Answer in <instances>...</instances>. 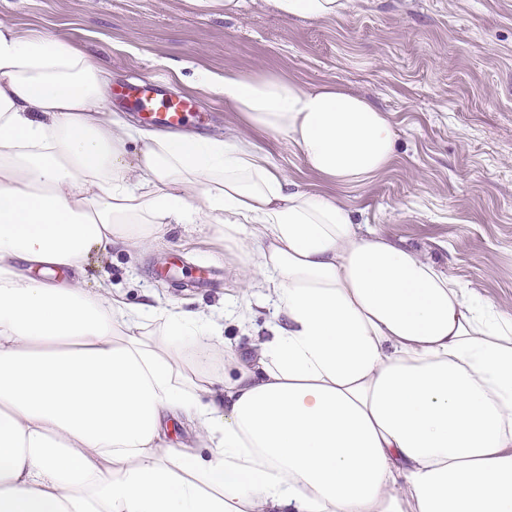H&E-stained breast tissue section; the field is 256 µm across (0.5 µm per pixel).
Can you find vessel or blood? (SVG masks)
I'll return each instance as SVG.
<instances>
[{"label":"vessel or blood","instance_id":"1","mask_svg":"<svg viewBox=\"0 0 512 512\" xmlns=\"http://www.w3.org/2000/svg\"><path fill=\"white\" fill-rule=\"evenodd\" d=\"M121 97L137 110L144 124L159 130H177L204 122L202 114L195 110L194 99L171 94L152 80L125 87Z\"/></svg>","mask_w":512,"mask_h":512}]
</instances>
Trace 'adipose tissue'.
Here are the masks:
<instances>
[{
  "instance_id": "adipose-tissue-1",
  "label": "adipose tissue",
  "mask_w": 512,
  "mask_h": 512,
  "mask_svg": "<svg viewBox=\"0 0 512 512\" xmlns=\"http://www.w3.org/2000/svg\"><path fill=\"white\" fill-rule=\"evenodd\" d=\"M111 80L68 39L0 22V512H512V313L291 186L252 140L137 128ZM195 84L333 185L396 154L386 113L339 87ZM169 224L223 226L242 304L276 296L272 338L247 359L225 346L223 378L182 354L220 340L206 313L81 280L92 253ZM170 417L207 454L165 446Z\"/></svg>"
}]
</instances>
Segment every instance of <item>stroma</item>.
<instances>
[{"label": "stroma", "instance_id": "1", "mask_svg": "<svg viewBox=\"0 0 512 512\" xmlns=\"http://www.w3.org/2000/svg\"><path fill=\"white\" fill-rule=\"evenodd\" d=\"M20 34L55 33L92 54L113 84L162 80L209 116L203 135L255 136L223 100L193 87L197 68L334 84L386 112L398 151L365 183L333 188L283 139L255 136L291 182L332 192L370 225L420 249L449 277L512 312V0H352L337 18L282 17L271 0H0ZM182 258L219 270L218 283L183 289L155 270ZM243 258L223 234L171 225L142 252H95L82 278L137 306L145 299L224 313V343L206 368L224 371V346L243 352L281 321L274 300L233 316Z\"/></svg>", "mask_w": 512, "mask_h": 512}]
</instances>
